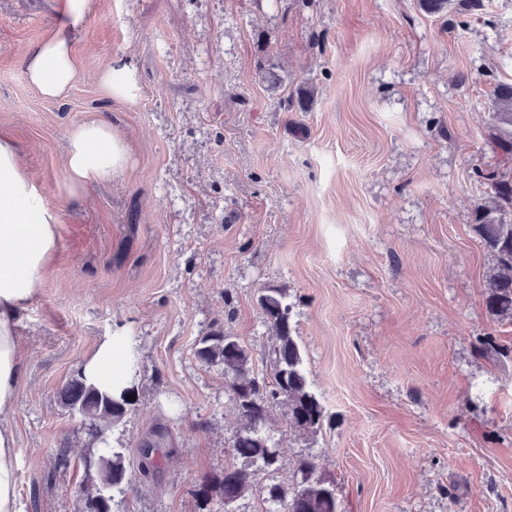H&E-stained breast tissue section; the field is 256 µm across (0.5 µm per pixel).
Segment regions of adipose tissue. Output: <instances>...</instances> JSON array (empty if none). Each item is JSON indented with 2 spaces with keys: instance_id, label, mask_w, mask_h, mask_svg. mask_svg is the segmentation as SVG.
<instances>
[{
  "instance_id": "obj_1",
  "label": "adipose tissue",
  "mask_w": 512,
  "mask_h": 512,
  "mask_svg": "<svg viewBox=\"0 0 512 512\" xmlns=\"http://www.w3.org/2000/svg\"><path fill=\"white\" fill-rule=\"evenodd\" d=\"M94 0H61L58 22L23 57L27 82L48 100L64 99L83 77L75 38L93 16ZM128 158L124 140L110 124L91 120L72 126L59 203L46 185L21 163L20 148L0 133V512H22L18 494L19 452L6 419L21 377L17 317L37 295L39 284L61 249L62 203L110 180ZM116 338L102 341L82 372L109 390L128 379L120 364Z\"/></svg>"
}]
</instances>
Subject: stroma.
Masks as SVG:
<instances>
[{"mask_svg":"<svg viewBox=\"0 0 512 512\" xmlns=\"http://www.w3.org/2000/svg\"><path fill=\"white\" fill-rule=\"evenodd\" d=\"M56 9L0 0V130L51 190L74 124L108 122L129 155L65 202L60 254L20 315L23 512H80L95 444L61 390L111 335L140 363L109 436L131 479L112 512H216L240 421L196 345L224 330L269 375L267 288L288 293L326 420L298 436L273 406L280 466L257 486H289L310 453L342 512H512V322L485 305L494 259L470 229L475 169L512 175L489 136L512 0L452 29L417 0H96L76 44L86 75L48 102L22 59ZM119 57L130 101L94 79ZM303 87L305 112L288 105ZM159 424L145 477L138 449ZM167 434L166 428L156 427L152 430L150 437L142 443L139 452V467L143 475L148 476L159 468L161 459L160 448Z\"/></svg>","mask_w":512,"mask_h":512,"instance_id":"35a3bbf8","label":"stroma"}]
</instances>
